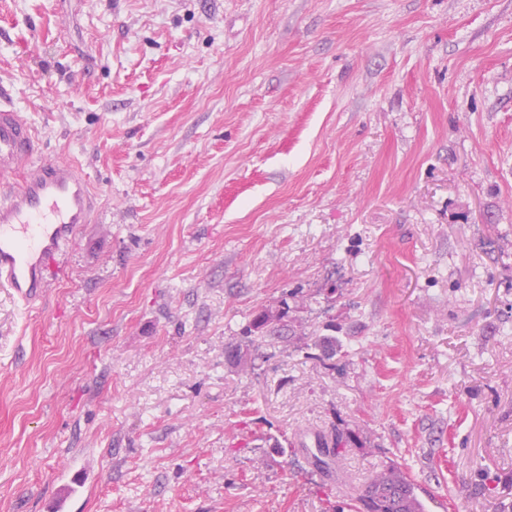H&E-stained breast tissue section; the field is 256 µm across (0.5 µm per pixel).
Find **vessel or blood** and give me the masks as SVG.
Segmentation results:
<instances>
[{"label":"vessel or blood","mask_w":512,"mask_h":512,"mask_svg":"<svg viewBox=\"0 0 512 512\" xmlns=\"http://www.w3.org/2000/svg\"><path fill=\"white\" fill-rule=\"evenodd\" d=\"M96 213L88 180L74 164L44 159L35 127L0 100V286L23 305L42 301Z\"/></svg>","instance_id":"obj_1"}]
</instances>
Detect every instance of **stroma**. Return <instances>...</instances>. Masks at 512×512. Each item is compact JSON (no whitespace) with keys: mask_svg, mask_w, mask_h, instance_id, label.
<instances>
[{"mask_svg":"<svg viewBox=\"0 0 512 512\" xmlns=\"http://www.w3.org/2000/svg\"><path fill=\"white\" fill-rule=\"evenodd\" d=\"M0 89L101 206L0 287V512H512V0H0ZM291 307L287 299H282L280 305L275 308H265L257 313L246 328V334L259 336L282 337L286 331H290L292 321L288 320V313ZM332 443L331 451L324 450V455L327 460L318 458L316 464L313 462V466L317 469H333L335 462L337 463L340 459L343 449L351 446H361V440L359 436L353 431H332L326 435ZM350 507L354 512H425L414 480L394 463L374 472Z\"/></svg>","mask_w":512,"mask_h":512,"instance_id":"35a3bbf8","label":"stroma"}]
</instances>
